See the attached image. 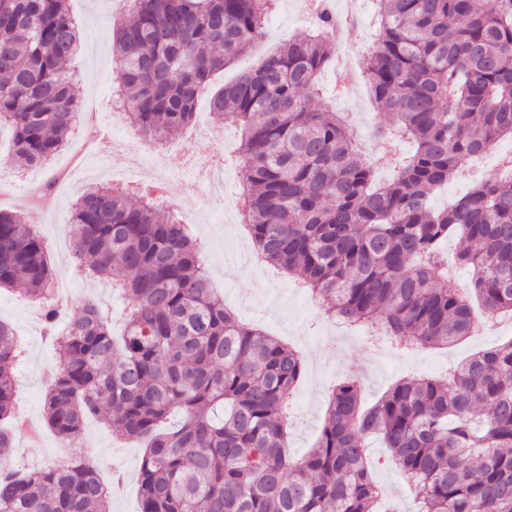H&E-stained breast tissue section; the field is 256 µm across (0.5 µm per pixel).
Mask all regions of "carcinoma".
Segmentation results:
<instances>
[{
    "mask_svg": "<svg viewBox=\"0 0 512 512\" xmlns=\"http://www.w3.org/2000/svg\"><path fill=\"white\" fill-rule=\"evenodd\" d=\"M277 0H130L113 31L116 92L141 136L183 130L206 96L213 119L241 130L242 224L257 255L308 289L324 313L379 325L403 347L473 334L476 299L512 314V180L485 176L437 209L430 196L465 162L512 136V0H374L365 64L379 137L415 149L376 179L372 155L341 113L314 102L336 60L333 18L282 44L238 78L212 76L247 57ZM83 36L69 0H0V125L19 169L69 142L80 86L70 64ZM72 254L130 302L122 353L111 316L82 301L45 397V424L71 444L86 419L145 442L139 512H380L370 439L414 486L416 512H512V340L478 351L445 379L412 377L372 406L362 383L332 386L317 443L297 458L284 425L303 374L297 351L241 321L209 288L197 238L175 213L125 187L89 185L72 206ZM466 247L453 257L442 243ZM41 234L0 211V290L25 287L45 332L62 305ZM26 348L0 321V512H111L81 457L33 469L4 461ZM178 409L181 424L163 429Z\"/></svg>",
    "mask_w": 512,
    "mask_h": 512,
    "instance_id": "cac0c4a2",
    "label": "carcinoma"
}]
</instances>
